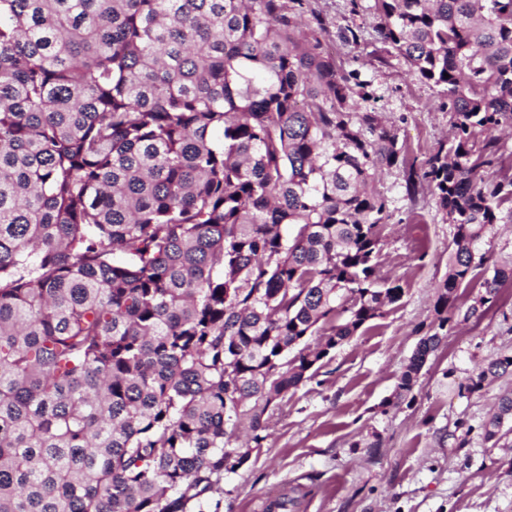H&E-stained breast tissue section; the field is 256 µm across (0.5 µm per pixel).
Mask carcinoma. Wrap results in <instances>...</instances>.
I'll return each instance as SVG.
<instances>
[{
    "label": "carcinoma",
    "instance_id": "carcinoma-1",
    "mask_svg": "<svg viewBox=\"0 0 512 512\" xmlns=\"http://www.w3.org/2000/svg\"><path fill=\"white\" fill-rule=\"evenodd\" d=\"M372 9L451 114L422 161L310 0H0V512H203L269 406L402 299L376 274L385 169L454 226L412 390L512 203L490 172L512 0ZM508 282L494 267L464 318ZM510 368L505 352L465 389ZM509 419L511 393L485 440Z\"/></svg>",
    "mask_w": 512,
    "mask_h": 512
}]
</instances>
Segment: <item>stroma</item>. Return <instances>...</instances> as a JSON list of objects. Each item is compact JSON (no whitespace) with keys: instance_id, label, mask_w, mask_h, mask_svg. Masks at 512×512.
Masks as SVG:
<instances>
[{"instance_id":"1","label":"stroma","mask_w":512,"mask_h":512,"mask_svg":"<svg viewBox=\"0 0 512 512\" xmlns=\"http://www.w3.org/2000/svg\"><path fill=\"white\" fill-rule=\"evenodd\" d=\"M371 4L314 0L328 23L329 50L370 82L371 107L425 157L447 136L450 117L437 89L415 80L398 59L384 58ZM347 25L363 30L359 44L341 39ZM377 187L394 200L378 276L400 281L402 300L331 350L314 379L269 407L267 440L225 474L205 512H268L282 495L297 498V512H512V431L495 446L484 439L499 398L512 393V372L465 389L484 364L512 350V283L481 320L464 317L494 265L512 264V223L493 226L492 265L459 288L447 336L405 392L400 377L419 328L434 319L454 229L443 223L430 190L410 203L394 171L380 174Z\"/></svg>"}]
</instances>
